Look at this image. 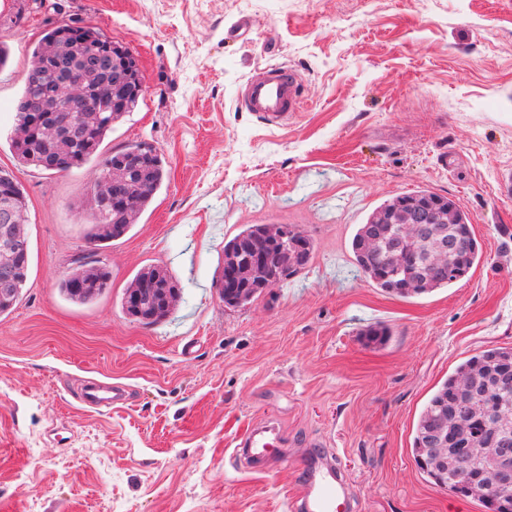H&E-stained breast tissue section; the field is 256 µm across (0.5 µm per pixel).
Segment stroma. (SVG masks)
<instances>
[{"mask_svg": "<svg viewBox=\"0 0 512 512\" xmlns=\"http://www.w3.org/2000/svg\"><path fill=\"white\" fill-rule=\"evenodd\" d=\"M98 24L139 60L144 96L105 141L146 142L168 177L122 238L82 222L99 173L19 165L10 139L29 54L51 25ZM0 169L27 200L30 268L0 317V512H292L309 456L333 454L353 512H487L418 466V416L468 356L512 347V0H0ZM284 64L307 107L287 125L241 110L251 78ZM456 201L482 256L449 287L373 286L351 240L386 199ZM294 224L311 263L253 302L224 303V238ZM111 273L78 305L77 262ZM161 264L182 298L165 320L125 314L124 288ZM379 339H372V330ZM128 388L109 409L74 397ZM264 421L282 460L235 454ZM82 267L74 268L61 283V292L69 301L78 305H90L98 300L108 288L110 281V272L101 267L98 271L87 276L78 275ZM75 279L82 281V286L78 290L72 288L71 283Z\"/></svg>", "mask_w": 512, "mask_h": 512, "instance_id": "35a3bbf8", "label": "stroma"}]
</instances>
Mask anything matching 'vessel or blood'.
<instances>
[{
	"label": "vessel or blood",
	"mask_w": 512,
	"mask_h": 512,
	"mask_svg": "<svg viewBox=\"0 0 512 512\" xmlns=\"http://www.w3.org/2000/svg\"><path fill=\"white\" fill-rule=\"evenodd\" d=\"M241 106L269 125H280L289 114L300 111L306 102L303 80L296 70L285 66L266 68L262 76L247 81L240 92ZM83 403L100 408L126 403L127 391L119 386H93L81 392ZM281 436L275 426L256 425L241 437L237 450L257 459L262 465L276 464ZM294 512H347L348 497L344 484L336 477L332 459L318 461L307 470L292 498Z\"/></svg>",
	"instance_id": "b4317fda"
}]
</instances>
